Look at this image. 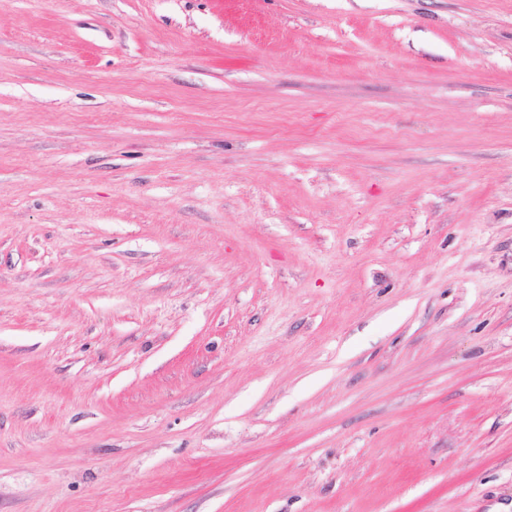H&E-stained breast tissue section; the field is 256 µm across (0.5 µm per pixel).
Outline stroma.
<instances>
[{
  "label": "stroma",
  "mask_w": 512,
  "mask_h": 512,
  "mask_svg": "<svg viewBox=\"0 0 512 512\" xmlns=\"http://www.w3.org/2000/svg\"><path fill=\"white\" fill-rule=\"evenodd\" d=\"M512 505V0H0V512Z\"/></svg>",
  "instance_id": "35a3bbf8"
}]
</instances>
